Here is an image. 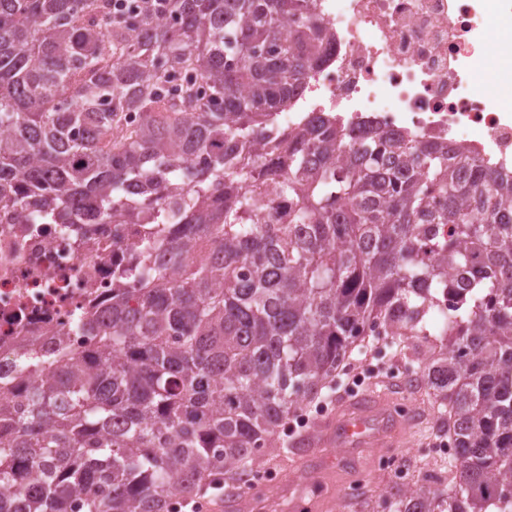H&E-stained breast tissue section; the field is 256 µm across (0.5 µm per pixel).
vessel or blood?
Masks as SVG:
<instances>
[{
	"mask_svg": "<svg viewBox=\"0 0 512 512\" xmlns=\"http://www.w3.org/2000/svg\"><path fill=\"white\" fill-rule=\"evenodd\" d=\"M398 425L384 394L368 390L339 401L305 443L312 448L392 447L397 443Z\"/></svg>",
	"mask_w": 512,
	"mask_h": 512,
	"instance_id": "vessel-or-blood-1",
	"label": "vessel or blood"
}]
</instances>
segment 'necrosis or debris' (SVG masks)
<instances>
[{
  "instance_id": "4bbe7bcc",
  "label": "necrosis or debris",
  "mask_w": 512,
  "mask_h": 512,
  "mask_svg": "<svg viewBox=\"0 0 512 512\" xmlns=\"http://www.w3.org/2000/svg\"><path fill=\"white\" fill-rule=\"evenodd\" d=\"M325 33L317 62L279 118L314 117L394 137L442 142L512 173V108L490 90L512 77V0H317ZM507 57L478 74V56ZM137 224H23L0 209V380L20 377L21 347L90 348L77 319L112 298V267Z\"/></svg>"
}]
</instances>
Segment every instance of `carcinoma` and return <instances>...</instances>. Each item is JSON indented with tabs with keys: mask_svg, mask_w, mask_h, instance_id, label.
Wrapping results in <instances>:
<instances>
[{
	"mask_svg": "<svg viewBox=\"0 0 512 512\" xmlns=\"http://www.w3.org/2000/svg\"><path fill=\"white\" fill-rule=\"evenodd\" d=\"M322 32L313 0H0V207L145 225L115 270L132 287L78 325L90 353L27 352L23 409L0 390V512L237 491L376 335L425 349L415 382L457 455L350 499L512 512V183L330 118L281 133Z\"/></svg>",
	"mask_w": 512,
	"mask_h": 512,
	"instance_id": "1",
	"label": "carcinoma"
}]
</instances>
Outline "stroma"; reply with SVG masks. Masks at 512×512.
Here are the masks:
<instances>
[{
  "mask_svg": "<svg viewBox=\"0 0 512 512\" xmlns=\"http://www.w3.org/2000/svg\"><path fill=\"white\" fill-rule=\"evenodd\" d=\"M418 361L421 355L415 349L392 346L390 339L381 337L373 341L366 354L353 360L349 370L338 381L339 391H346L352 377L367 373L364 388H376L399 397L405 394V382L389 377L382 367L392 359ZM430 399L427 394L417 396L418 411L409 418L407 434L397 446L367 448L349 452L343 448H310L306 454L310 464L297 468L284 450L269 454L268 467L280 477V485L271 494L262 498L238 497L236 510H228L227 499L222 492H215L208 512H352L343 494L355 485L362 484L381 493L391 484L389 476L380 473L376 463L385 455L396 457L409 468L414 479L433 474L434 454L427 447L438 437L437 425L428 411Z\"/></svg>",
  "mask_w": 512,
  "mask_h": 512,
  "instance_id": "stroma-1",
  "label": "stroma"
}]
</instances>
